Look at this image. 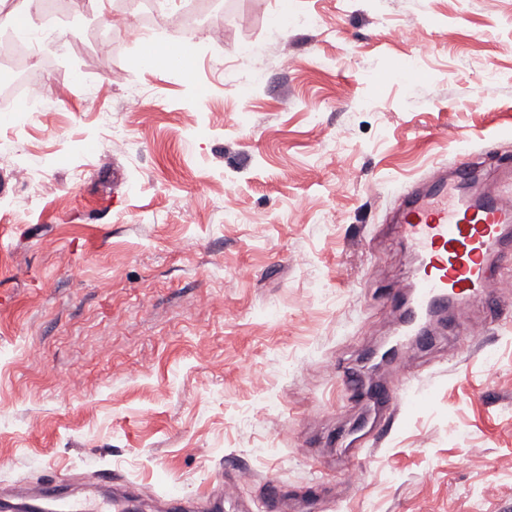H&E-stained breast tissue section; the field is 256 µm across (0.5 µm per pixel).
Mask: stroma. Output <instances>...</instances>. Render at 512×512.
<instances>
[{
	"label": "stroma",
	"mask_w": 512,
	"mask_h": 512,
	"mask_svg": "<svg viewBox=\"0 0 512 512\" xmlns=\"http://www.w3.org/2000/svg\"><path fill=\"white\" fill-rule=\"evenodd\" d=\"M132 2L66 0L59 28L125 23L40 46L52 124L0 111V490L108 469L134 512L222 485L265 512L269 481L277 512H512V316L410 352L395 423L337 386L401 372L373 363L413 272L400 187L461 149L512 161V0H209L190 34L182 0ZM188 38V69L146 66Z\"/></svg>",
	"instance_id": "1"
}]
</instances>
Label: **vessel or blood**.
Wrapping results in <instances>:
<instances>
[{
  "label": "vessel or blood",
  "mask_w": 512,
  "mask_h": 512,
  "mask_svg": "<svg viewBox=\"0 0 512 512\" xmlns=\"http://www.w3.org/2000/svg\"><path fill=\"white\" fill-rule=\"evenodd\" d=\"M480 164L461 153L454 171L438 169L408 183L395 221L415 266L412 293L403 302L400 335L419 348L433 346L429 320L449 310L465 311L475 299H487L489 266L512 267V167L486 171L483 186L471 189ZM408 384L389 381L371 392L374 402L398 413ZM119 477L103 475L98 485L75 495L66 483L47 479L11 491L12 512H128L130 499Z\"/></svg>",
  "instance_id": "b4317fda"
}]
</instances>
